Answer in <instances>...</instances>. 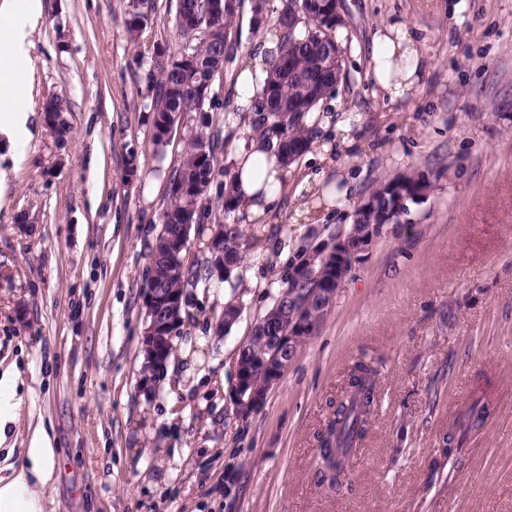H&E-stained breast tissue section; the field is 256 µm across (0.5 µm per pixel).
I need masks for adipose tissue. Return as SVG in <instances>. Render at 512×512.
Returning <instances> with one entry per match:
<instances>
[{
    "label": "adipose tissue",
    "mask_w": 512,
    "mask_h": 512,
    "mask_svg": "<svg viewBox=\"0 0 512 512\" xmlns=\"http://www.w3.org/2000/svg\"><path fill=\"white\" fill-rule=\"evenodd\" d=\"M39 10V0H0V23L11 31L8 45L0 50V64L18 68L25 55L27 28ZM277 46V37L267 35L261 53L247 58L236 81L243 108H250L261 93L269 70L268 58L276 54ZM372 60L374 79L390 98L400 99L411 92L417 81L420 54L404 28L391 26L378 36ZM230 160L237 214L250 222L266 220L287 189V164L282 157L264 152L260 141L241 137L233 143ZM29 453L30 468L18 471L9 480H0V512H41L38 489L51 478L53 451L38 438Z\"/></svg>",
    "instance_id": "1"
}]
</instances>
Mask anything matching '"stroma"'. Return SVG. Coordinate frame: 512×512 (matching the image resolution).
I'll return each instance as SVG.
<instances>
[{"mask_svg":"<svg viewBox=\"0 0 512 512\" xmlns=\"http://www.w3.org/2000/svg\"><path fill=\"white\" fill-rule=\"evenodd\" d=\"M127 0H41L24 79L0 86L30 112L18 150L0 144V376L21 400L0 433V478L29 466L34 435L53 450L42 512H512V0H342L348 77L325 104L351 119L322 160L300 159L272 224L288 240L247 247L239 319L215 334L222 284L190 298L196 320L155 398L140 390L142 295L151 247L196 114L154 152L144 97L158 48L178 55L177 0H151L154 22L126 30ZM420 44L412 95L386 96L371 55L387 26ZM264 38L243 10L236 57L213 84L212 129L228 138L233 76ZM62 99L67 132L43 108ZM137 172L126 176L128 153ZM435 176L400 235L385 234L352 270L331 311L245 418L226 412L240 344L269 309L311 230L353 222L373 183ZM324 174L343 194L317 207ZM379 367L378 402L341 491L322 485L319 436L348 371ZM490 404L461 468L441 451L474 398Z\"/></svg>","mask_w":512,"mask_h":512,"instance_id":"1","label":"stroma"}]
</instances>
